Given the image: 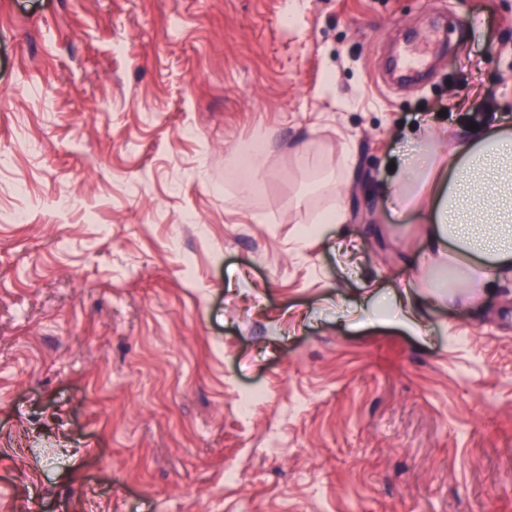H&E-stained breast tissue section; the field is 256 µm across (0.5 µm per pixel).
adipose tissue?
Masks as SVG:
<instances>
[{
	"label": "adipose tissue",
	"instance_id": "1",
	"mask_svg": "<svg viewBox=\"0 0 512 512\" xmlns=\"http://www.w3.org/2000/svg\"><path fill=\"white\" fill-rule=\"evenodd\" d=\"M442 137L422 125L414 152L400 154L384 188L428 226L432 277L392 291L378 307L413 330L427 302L453 303L463 291L476 302L512 277V127L494 124L448 152L436 145Z\"/></svg>",
	"mask_w": 512,
	"mask_h": 512
}]
</instances>
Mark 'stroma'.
<instances>
[{
  "label": "stroma",
  "mask_w": 512,
  "mask_h": 512,
  "mask_svg": "<svg viewBox=\"0 0 512 512\" xmlns=\"http://www.w3.org/2000/svg\"><path fill=\"white\" fill-rule=\"evenodd\" d=\"M298 2L0 0V512H512V281L364 315L429 274L417 126L512 121V0ZM352 169L351 157L348 151L343 152L339 159L338 170L339 178L336 180V205L333 210L329 211L321 220L319 224H343L347 218V207L341 192V185L343 184L346 176Z\"/></svg>",
  "instance_id": "1"
}]
</instances>
